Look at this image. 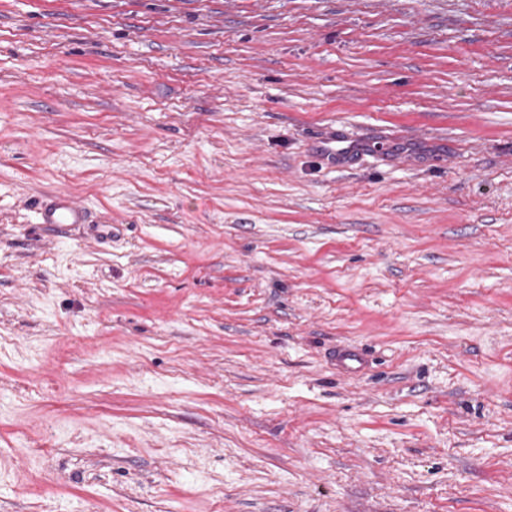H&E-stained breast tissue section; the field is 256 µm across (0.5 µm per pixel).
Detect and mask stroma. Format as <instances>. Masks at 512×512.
<instances>
[{"instance_id":"35a3bbf8","label":"stroma","mask_w":512,"mask_h":512,"mask_svg":"<svg viewBox=\"0 0 512 512\" xmlns=\"http://www.w3.org/2000/svg\"><path fill=\"white\" fill-rule=\"evenodd\" d=\"M0 512H512V0H0ZM88 211L68 192L49 195L37 211L40 224H85ZM365 362L366 353L362 348H336V366L348 375H357Z\"/></svg>"}]
</instances>
